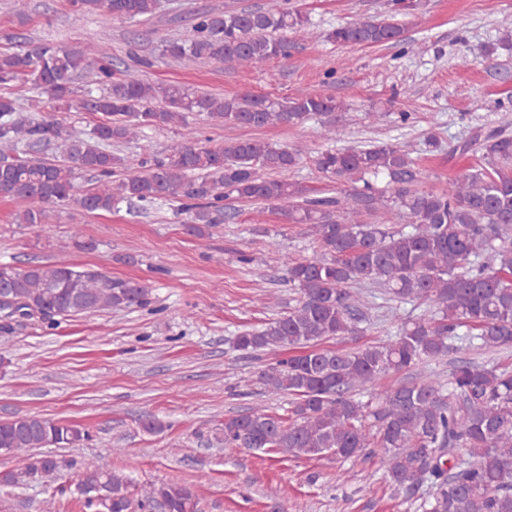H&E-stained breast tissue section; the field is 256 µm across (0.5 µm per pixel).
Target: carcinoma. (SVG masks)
Segmentation results:
<instances>
[{
    "label": "carcinoma",
    "instance_id": "carcinoma-1",
    "mask_svg": "<svg viewBox=\"0 0 512 512\" xmlns=\"http://www.w3.org/2000/svg\"><path fill=\"white\" fill-rule=\"evenodd\" d=\"M82 15L150 19L158 0H70ZM337 45L402 43L392 21L359 17L332 30L311 27L307 16L274 11L205 10L193 17L186 39H163V55L260 68L286 59L294 49L288 32ZM108 35L96 53L24 38L0 51V196L29 202L19 224H47L53 209L75 204L88 213L112 212L119 204L141 207L179 202L188 234L202 237L226 218L234 204L264 205L288 224L302 226L317 245L309 258L290 259L288 282L299 303L260 329L236 338L242 351L288 348L295 354L260 372L266 394L291 397L289 418L265 409L224 419V447L294 457L346 461L369 448L394 493L409 501L426 483L432 498L425 512H512V370L480 365L457 354L477 346L488 352L512 348V133L505 126L460 146L478 162L440 191L416 189L418 171L410 153L388 142L310 152L258 139H234L220 147L202 143L190 122L203 116L213 126L261 129L302 127L315 119L319 137L340 139L329 95L301 91L288 97L242 92L226 99L179 83L144 81L141 58L120 73L112 68ZM86 79L77 95L76 80ZM24 82L51 112L101 116L85 130L50 115H26L10 91ZM182 129V141L162 157L136 163L119 148L147 130ZM53 147L59 157L42 150ZM310 159L328 179L348 189L314 192L282 174ZM126 174L112 179L116 170ZM84 172L99 176L81 187ZM362 186H357V183ZM400 224L394 231L390 222ZM400 302L425 306L402 319L393 337L356 351L322 347L353 335L367 320L368 289ZM0 293L26 318L65 320L149 303L141 283L94 268L65 263L19 266L0 263ZM453 359L448 379L421 372L387 388L373 401L357 391L393 373ZM88 432L36 415L0 421V454H23L24 467L0 471V485L51 483L62 462L36 448H70ZM454 448L467 456L450 455ZM77 497L90 512H197L194 489L179 483L151 485L138 494L122 472L103 459L73 461Z\"/></svg>",
    "mask_w": 512,
    "mask_h": 512
}]
</instances>
